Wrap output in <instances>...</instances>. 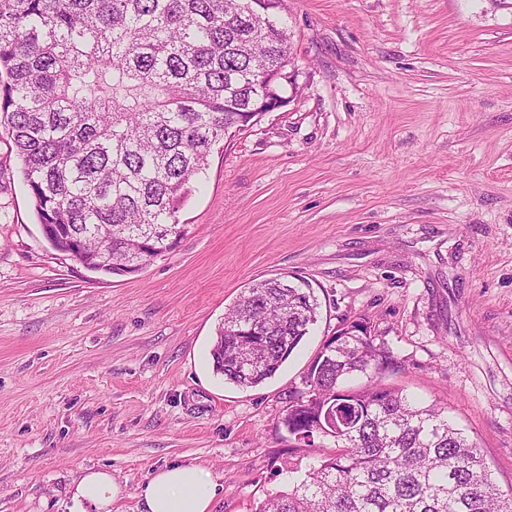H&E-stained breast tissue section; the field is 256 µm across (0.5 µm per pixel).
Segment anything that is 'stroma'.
I'll list each match as a JSON object with an SVG mask.
<instances>
[{"label":"stroma","mask_w":512,"mask_h":512,"mask_svg":"<svg viewBox=\"0 0 512 512\" xmlns=\"http://www.w3.org/2000/svg\"><path fill=\"white\" fill-rule=\"evenodd\" d=\"M291 102L226 138L139 273L44 239L0 127V512H73L85 471L141 512L158 470L199 466L213 512H256L317 459L279 423L336 332L394 353L383 387L447 408L512 492V0H282ZM302 277L319 315L275 376L213 369L251 284Z\"/></svg>","instance_id":"1"}]
</instances>
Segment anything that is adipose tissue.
<instances>
[{
    "label": "adipose tissue",
    "mask_w": 512,
    "mask_h": 512,
    "mask_svg": "<svg viewBox=\"0 0 512 512\" xmlns=\"http://www.w3.org/2000/svg\"><path fill=\"white\" fill-rule=\"evenodd\" d=\"M123 489L111 473L87 471L74 488L78 507L112 512ZM216 486L208 472L194 465H177L156 472L141 492L144 512H211Z\"/></svg>",
    "instance_id": "obj_1"
}]
</instances>
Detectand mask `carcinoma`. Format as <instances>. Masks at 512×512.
Masks as SVG:
<instances>
[{"label":"carcinoma","mask_w":512,"mask_h":512,"mask_svg":"<svg viewBox=\"0 0 512 512\" xmlns=\"http://www.w3.org/2000/svg\"><path fill=\"white\" fill-rule=\"evenodd\" d=\"M278 2L0 0V124L52 249L123 275L177 246L180 206L213 147L295 84ZM318 308L303 280L253 284L218 325L215 372L261 385ZM395 366L360 323L324 345L280 423L339 450L259 512H512V492L494 489L477 443L444 409L377 382ZM361 375L363 390L343 388Z\"/></svg>","instance_id":"cac0c4a2"}]
</instances>
